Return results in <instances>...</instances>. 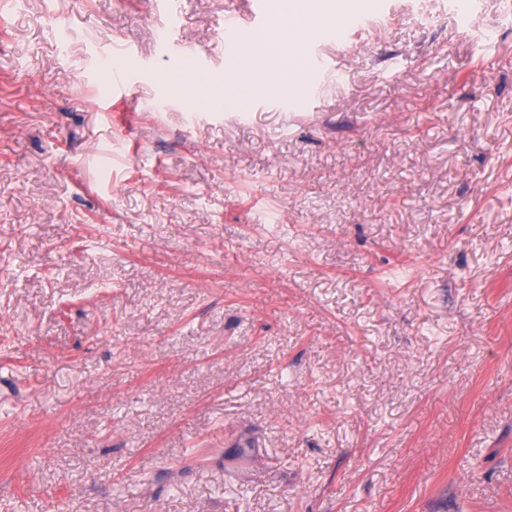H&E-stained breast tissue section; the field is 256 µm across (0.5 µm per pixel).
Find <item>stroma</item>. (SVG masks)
<instances>
[{"mask_svg": "<svg viewBox=\"0 0 512 512\" xmlns=\"http://www.w3.org/2000/svg\"><path fill=\"white\" fill-rule=\"evenodd\" d=\"M368 2L0 0V512H512V0ZM306 14L303 2H294L288 14L278 13L274 24L255 49L241 59L239 73L258 87L288 88L301 83L304 74L303 42L313 32L335 34L330 26L301 23Z\"/></svg>", "mask_w": 512, "mask_h": 512, "instance_id": "stroma-1", "label": "stroma"}]
</instances>
